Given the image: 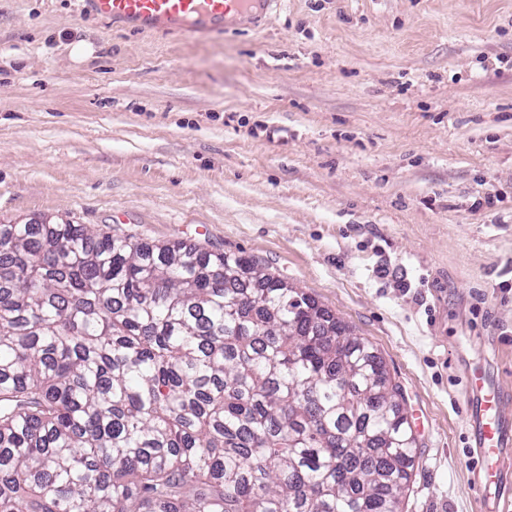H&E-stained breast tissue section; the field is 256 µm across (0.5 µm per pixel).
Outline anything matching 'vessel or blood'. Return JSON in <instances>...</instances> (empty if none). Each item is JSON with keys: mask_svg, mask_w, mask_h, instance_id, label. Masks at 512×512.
I'll list each match as a JSON object with an SVG mask.
<instances>
[{"mask_svg": "<svg viewBox=\"0 0 512 512\" xmlns=\"http://www.w3.org/2000/svg\"><path fill=\"white\" fill-rule=\"evenodd\" d=\"M93 15L123 23L140 32L173 34L220 31L225 26L250 21L267 9L270 0H84ZM472 399L466 407L471 438L482 461L476 486H501L503 454L512 446V411L504 392L484 369L469 372Z\"/></svg>", "mask_w": 512, "mask_h": 512, "instance_id": "b4317fda", "label": "vessel or blood"}]
</instances>
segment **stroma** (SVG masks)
Returning a JSON list of instances; mask_svg holds the SVG:
<instances>
[{
	"label": "stroma",
	"mask_w": 512,
	"mask_h": 512,
	"mask_svg": "<svg viewBox=\"0 0 512 512\" xmlns=\"http://www.w3.org/2000/svg\"><path fill=\"white\" fill-rule=\"evenodd\" d=\"M42 218L261 260L400 385L404 512H498L465 409L473 364L512 389V0H277L206 38L0 0V222Z\"/></svg>",
	"instance_id": "stroma-1"
}]
</instances>
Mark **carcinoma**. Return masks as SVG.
<instances>
[{"label": "carcinoma", "instance_id": "1", "mask_svg": "<svg viewBox=\"0 0 512 512\" xmlns=\"http://www.w3.org/2000/svg\"><path fill=\"white\" fill-rule=\"evenodd\" d=\"M400 396L253 256L0 224V512H403Z\"/></svg>", "mask_w": 512, "mask_h": 512}]
</instances>
